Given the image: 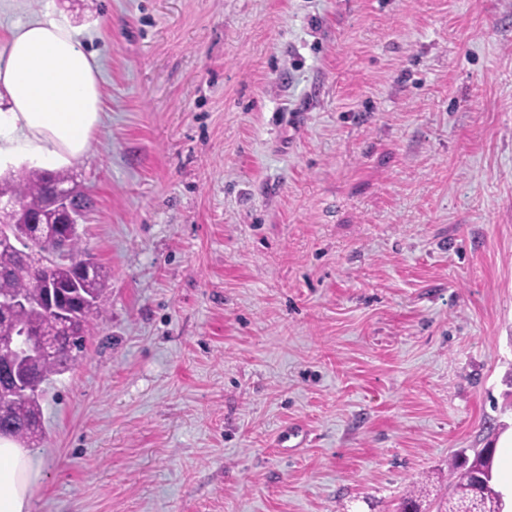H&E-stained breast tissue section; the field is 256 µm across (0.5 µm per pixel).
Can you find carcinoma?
<instances>
[{"label": "carcinoma", "mask_w": 512, "mask_h": 512, "mask_svg": "<svg viewBox=\"0 0 512 512\" xmlns=\"http://www.w3.org/2000/svg\"><path fill=\"white\" fill-rule=\"evenodd\" d=\"M64 169L23 168L0 178V196L21 200L27 212L21 223L10 225L12 242L0 244V300L15 295L26 298L22 307L0 305V338L11 336L19 327L36 331L41 338L56 346L53 355L32 359L23 364L24 375L45 382L75 368L85 349L86 336L95 328L100 303L110 288V274L102 266L87 277L74 264L59 261L49 268L40 265L42 252L61 247L83 253L80 236H65L57 215L48 200L56 185L71 183ZM36 215L49 230L42 240H34L25 224ZM52 280L60 287L59 310L47 306L44 281ZM0 435L27 445L43 439L42 407L39 393L20 395L0 379ZM494 450L482 448L472 459L448 462V501L445 512H502V494L493 484Z\"/></svg>", "instance_id": "carcinoma-1"}]
</instances>
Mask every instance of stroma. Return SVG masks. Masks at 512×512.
I'll use <instances>...</instances> for the list:
<instances>
[{"mask_svg": "<svg viewBox=\"0 0 512 512\" xmlns=\"http://www.w3.org/2000/svg\"><path fill=\"white\" fill-rule=\"evenodd\" d=\"M96 52L111 275L30 512H399L512 432V0H0Z\"/></svg>", "mask_w": 512, "mask_h": 512, "instance_id": "35a3bbf8", "label": "stroma"}]
</instances>
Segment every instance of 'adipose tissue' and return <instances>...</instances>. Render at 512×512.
I'll use <instances>...</instances> for the list:
<instances>
[{
	"instance_id": "obj_1",
	"label": "adipose tissue",
	"mask_w": 512,
	"mask_h": 512,
	"mask_svg": "<svg viewBox=\"0 0 512 512\" xmlns=\"http://www.w3.org/2000/svg\"><path fill=\"white\" fill-rule=\"evenodd\" d=\"M0 49V159L49 168L81 159L102 110L94 56L53 17L9 29ZM37 473L29 452L0 437V512H30Z\"/></svg>"
}]
</instances>
